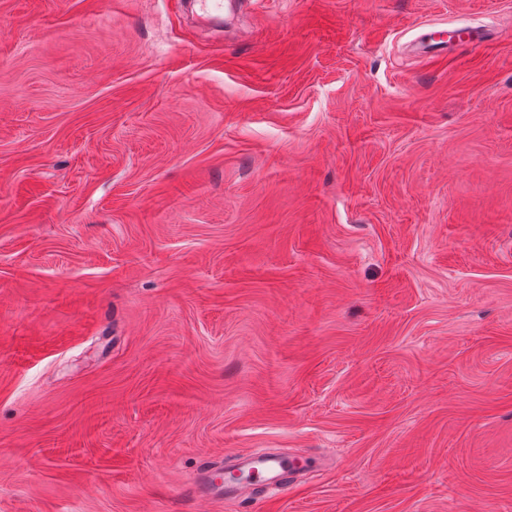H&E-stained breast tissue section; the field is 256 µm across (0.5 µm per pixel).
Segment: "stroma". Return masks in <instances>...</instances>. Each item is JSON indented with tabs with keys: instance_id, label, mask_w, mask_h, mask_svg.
Here are the masks:
<instances>
[{
	"instance_id": "1",
	"label": "stroma",
	"mask_w": 512,
	"mask_h": 512,
	"mask_svg": "<svg viewBox=\"0 0 512 512\" xmlns=\"http://www.w3.org/2000/svg\"><path fill=\"white\" fill-rule=\"evenodd\" d=\"M0 512H512V0H0ZM485 35L469 30H448L446 28L431 27L420 37V49L422 53L446 50L448 47L460 42H470L474 46L484 43ZM236 472L242 482L217 483L212 472L222 468L221 463L205 466L198 475L195 491L200 495L220 497L243 501L256 489L279 490L300 468L320 469L326 464L325 456L309 457L302 466H297L288 456L267 451L264 453L248 452L234 457Z\"/></svg>"
}]
</instances>
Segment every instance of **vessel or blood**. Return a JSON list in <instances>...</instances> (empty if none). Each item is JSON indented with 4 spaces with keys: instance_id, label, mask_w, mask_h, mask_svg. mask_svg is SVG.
<instances>
[{
    "instance_id": "b4317fda",
    "label": "vessel or blood",
    "mask_w": 512,
    "mask_h": 512,
    "mask_svg": "<svg viewBox=\"0 0 512 512\" xmlns=\"http://www.w3.org/2000/svg\"><path fill=\"white\" fill-rule=\"evenodd\" d=\"M460 42L481 45L484 42L482 33L469 30H448L431 28L420 37V49L429 53L448 49ZM236 471L239 481L219 483L212 477L211 467H204L198 475L195 490L198 494L210 497H220L243 501L257 489H281L289 478L293 477L299 468H321L325 465V457H311L304 465H296L288 456L267 451L264 453L248 452L235 455Z\"/></svg>"
}]
</instances>
